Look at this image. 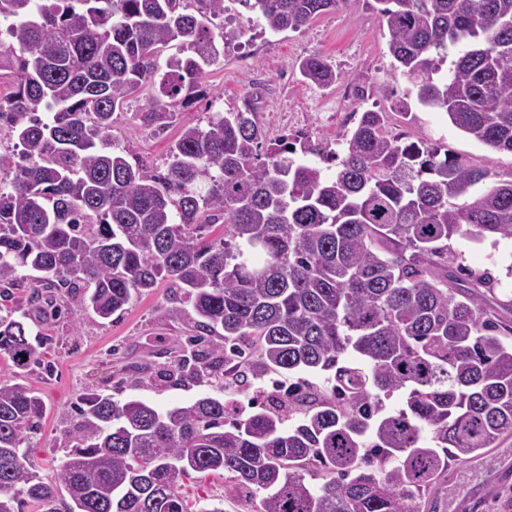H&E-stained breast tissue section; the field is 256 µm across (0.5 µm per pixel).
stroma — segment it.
<instances>
[{
	"label": "stroma",
	"mask_w": 512,
	"mask_h": 512,
	"mask_svg": "<svg viewBox=\"0 0 512 512\" xmlns=\"http://www.w3.org/2000/svg\"><path fill=\"white\" fill-rule=\"evenodd\" d=\"M387 42L378 0H360L356 9L323 14L297 31L273 34L258 25L225 44L223 56L208 68V97L188 106L175 105L176 119L165 131L143 126L138 117L154 93L153 85L147 83L136 99L114 114L113 133L126 146L130 160L160 170L182 125L205 124L214 110L227 112L251 104L270 145L290 132L315 144L332 145L345 129L355 126L360 112L375 110L385 113L393 133L439 145L488 169L494 179H511L512 153L477 143L453 126L443 112L415 104L405 114L395 106L396 95L405 94L408 83L395 70ZM312 54L331 61L341 73V81L328 88L307 84L298 64ZM359 71L369 75L365 96L351 102L349 111H335L346 79ZM450 251L473 272L491 273L498 281L497 298L512 300V239L494 242L455 237ZM12 306L27 314L34 333L47 338L40 363L22 377L47 407L31 450L32 462L44 479H54L65 458L72 410L86 393L103 391L121 402L140 399L162 410L206 395L224 396L223 390L204 381L156 387L157 376L192 352L185 342L192 333L191 307L171 299L166 286L138 298L121 317L107 320L72 306L56 321L32 309L21 296ZM492 455L490 465L478 458L449 466L439 512H469L472 498L483 496L488 486L512 485V439L493 449ZM181 492L191 504L215 503L223 506L224 512H246L244 490L219 474H191Z\"/></svg>",
	"instance_id": "1"
}]
</instances>
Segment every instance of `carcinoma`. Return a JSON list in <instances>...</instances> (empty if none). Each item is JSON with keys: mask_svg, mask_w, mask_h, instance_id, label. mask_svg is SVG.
<instances>
[{"mask_svg": "<svg viewBox=\"0 0 512 512\" xmlns=\"http://www.w3.org/2000/svg\"><path fill=\"white\" fill-rule=\"evenodd\" d=\"M224 2L0 0V71L16 79L0 97V134L14 139L0 152V296L27 286L43 311L65 299L109 319L164 282L191 305L197 347L169 381L232 394L269 374L297 380L232 412L211 396L159 410L89 393L53 482L29 461L42 398L1 380L0 512H224L188 505L192 472L229 475L251 512H437L448 461L512 437V325L487 309L494 277L448 257L455 236L512 238V179L406 143L373 110L334 150L288 137L269 148L248 107L181 128L163 173L127 159L112 116L146 82L158 94L139 116L161 130L172 102L207 96ZM359 2L232 0L274 33ZM378 2L410 83L400 107L414 95L512 153V0ZM175 41L188 55L162 71ZM299 71L322 88L341 79L316 54ZM214 336L224 343L198 349ZM39 346L0 307V356L25 371ZM396 393L402 407L384 411ZM478 504L512 512V486Z\"/></svg>", "mask_w": 512, "mask_h": 512, "instance_id": "obj_1", "label": "carcinoma"}]
</instances>
